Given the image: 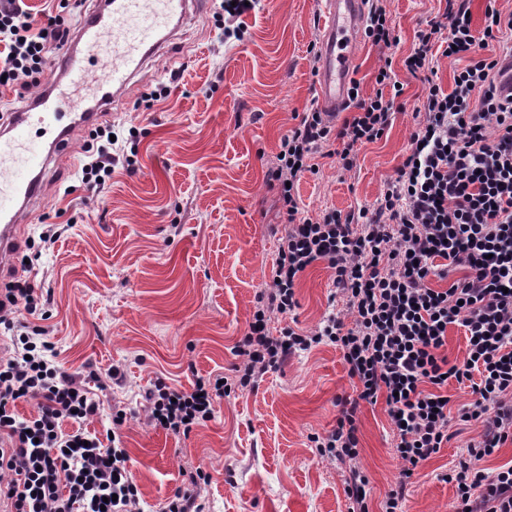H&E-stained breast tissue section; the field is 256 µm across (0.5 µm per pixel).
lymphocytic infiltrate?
Wrapping results in <instances>:
<instances>
[{
	"mask_svg": "<svg viewBox=\"0 0 512 512\" xmlns=\"http://www.w3.org/2000/svg\"><path fill=\"white\" fill-rule=\"evenodd\" d=\"M469 10L470 0H447L402 60L408 73L423 76L420 122L376 208L304 217L295 185L315 171L325 147L337 145L349 170L360 148L383 136L403 93L387 64L377 70L374 94L352 85L351 115L341 127L327 113H305L265 173L279 190L283 231L270 280L236 349L235 383L255 387L288 356L322 341L341 347L356 395L339 399L336 427L315 443L321 458L348 466L349 512H369L356 416L361 403L380 400L403 464L383 512H404L416 468L447 445L456 420L482 427L440 476L455 489L457 512H512V465L492 472L484 466L512 440V101L496 93L499 66L512 56V13L487 6L477 30ZM70 38L59 16L32 12L26 0H0V99L37 84ZM440 57L462 64L448 90L431 75ZM111 133V126L97 128L85 146L80 182L87 190L102 192L116 165L137 169L134 156L106 147ZM319 261L332 270L351 324L332 314L314 333L286 326L272 335V315L292 311L301 274ZM44 304L27 279L0 296V326L14 333L0 360V434L8 440L0 448V500L10 512H144L125 449L83 429L98 402L80 375L55 365L42 328L30 321ZM452 325L466 339L465 357L455 363L444 353ZM452 381L474 394L454 414L444 402ZM224 390L211 377L197 378L189 392L155 380L144 394L148 422L189 433L213 418ZM21 399L37 400L35 415H16ZM67 420L74 424L69 433L62 430Z\"/></svg>",
	"mask_w": 512,
	"mask_h": 512,
	"instance_id": "1",
	"label": "lymphocytic infiltrate"
}]
</instances>
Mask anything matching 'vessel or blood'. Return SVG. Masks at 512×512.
<instances>
[{
  "instance_id": "1",
  "label": "vessel or blood",
  "mask_w": 512,
  "mask_h": 512,
  "mask_svg": "<svg viewBox=\"0 0 512 512\" xmlns=\"http://www.w3.org/2000/svg\"><path fill=\"white\" fill-rule=\"evenodd\" d=\"M103 2V8L85 15L78 42L65 46L46 85L16 109L10 127L0 133V272L13 264L17 233L30 202L46 192L50 160L73 152L75 128L60 126L62 115L78 113L77 128L94 126L128 91L145 61L209 0ZM363 14L364 0H323L316 92L325 112H339L347 102ZM106 42L112 54L104 60L98 50ZM38 129L55 131L49 147L36 139Z\"/></svg>"
}]
</instances>
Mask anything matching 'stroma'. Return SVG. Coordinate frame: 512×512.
Returning <instances> with one entry per match:
<instances>
[{"label": "stroma", "mask_w": 512, "mask_h": 512, "mask_svg": "<svg viewBox=\"0 0 512 512\" xmlns=\"http://www.w3.org/2000/svg\"><path fill=\"white\" fill-rule=\"evenodd\" d=\"M384 5L404 85L392 124L361 147L351 170L316 157L318 173L297 184L302 215L376 207L417 127L423 83L402 59L445 0ZM320 11V0H263L242 16L244 39L226 41L224 0H213L157 50L104 117L123 149H136L137 173L118 168L102 194L86 190L76 178L86 136L77 133L72 156L50 164L48 191L22 223L20 255L44 225L67 227L31 268L52 299L39 325L62 369L100 375L90 387L100 412L85 422L88 432L105 437L113 409L126 411L119 439L146 512H160L198 468L208 476L201 491L208 512H348L344 466L320 458L313 443L335 428L337 397L354 392L335 344L321 343L257 387L217 398L213 419L186 435L149 426L143 399L156 379L188 391L197 378L231 376L238 362L235 348L277 256L278 192L265 171L283 137L319 106ZM161 83L169 97L147 104ZM333 292L330 269L316 262L298 281L291 314L272 317V333L289 325L317 330L346 308ZM479 431L465 426L419 465L405 512H456L455 491L439 476ZM357 437L369 510L381 512L402 469L385 402L362 404Z\"/></svg>", "instance_id": "obj_1"}]
</instances>
